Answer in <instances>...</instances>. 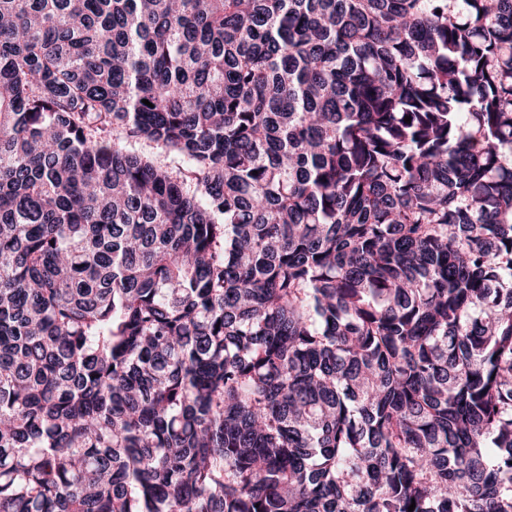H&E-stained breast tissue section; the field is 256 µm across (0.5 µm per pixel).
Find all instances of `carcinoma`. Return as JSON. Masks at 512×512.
Returning <instances> with one entry per match:
<instances>
[{
    "mask_svg": "<svg viewBox=\"0 0 512 512\" xmlns=\"http://www.w3.org/2000/svg\"><path fill=\"white\" fill-rule=\"evenodd\" d=\"M412 504L512 512V0H0V512Z\"/></svg>",
    "mask_w": 512,
    "mask_h": 512,
    "instance_id": "cac0c4a2",
    "label": "carcinoma"
}]
</instances>
